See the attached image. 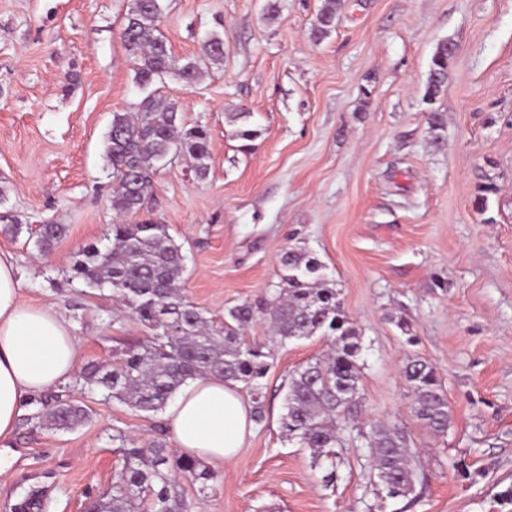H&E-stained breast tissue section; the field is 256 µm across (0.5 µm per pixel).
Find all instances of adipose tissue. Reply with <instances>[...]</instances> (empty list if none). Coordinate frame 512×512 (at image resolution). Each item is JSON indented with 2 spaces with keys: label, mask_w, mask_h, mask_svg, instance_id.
<instances>
[{
  "label": "adipose tissue",
  "mask_w": 512,
  "mask_h": 512,
  "mask_svg": "<svg viewBox=\"0 0 512 512\" xmlns=\"http://www.w3.org/2000/svg\"><path fill=\"white\" fill-rule=\"evenodd\" d=\"M77 360L70 322L22 301L14 257L0 251V441L11 437L32 398L71 377ZM165 420L180 453L220 464L236 458L254 427L238 387L218 376L187 381Z\"/></svg>",
  "instance_id": "ef3b65f1"
}]
</instances>
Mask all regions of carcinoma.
Returning a JSON list of instances; mask_svg holds the SVG:
<instances>
[{
  "label": "carcinoma",
  "instance_id": "carcinoma-1",
  "mask_svg": "<svg viewBox=\"0 0 512 512\" xmlns=\"http://www.w3.org/2000/svg\"><path fill=\"white\" fill-rule=\"evenodd\" d=\"M336 9V0H324L315 35L321 37L334 26ZM161 16V0H145L142 7L129 11L122 31L125 49L135 65L136 83L146 94L135 111L112 113L106 136V158L112 169L111 208L120 218L142 210L153 193L157 170L172 154L187 156L197 178L208 175L207 130L201 125L179 128L178 102L149 87L170 73L188 84L197 82L202 65L223 59L224 37L212 35L200 57L181 64L160 30ZM452 55L449 43L437 46L426 98L434 99L447 84ZM65 232V225L47 223L29 233L28 239L38 251L48 252ZM108 240L110 245L103 250L93 244L80 249L73 271L88 288H109L120 294L151 336L148 343L126 351L118 362L94 366L86 384L139 412L158 413L187 380L217 375L227 383L243 385L250 394L251 417L260 424L265 418L261 379L267 374V355L247 343L242 334L245 326L261 313L283 341L317 333L328 336L331 351L290 375L281 417L285 435L309 449L314 464L329 461L322 477L327 484L336 480L334 448L356 441L367 448L365 467L378 493L391 499H416L423 476L405 428L358 424L362 337L345 316L340 292L325 277L317 257L300 247L289 248L280 259L282 274L275 293L255 306H236L229 311L230 320L218 329L182 292L185 256L167 225L120 221L111 225ZM403 376L415 394L416 417L434 433L447 435L451 410L435 368L412 358ZM86 417L82 406L61 396L46 413L57 429H71ZM179 476L211 478L197 459L175 455L161 442L125 448L112 496L92 500L90 508L93 512H135L138 502L149 495L152 512H188L176 490Z\"/></svg>",
  "mask_w": 512,
  "mask_h": 512
}]
</instances>
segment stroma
I'll use <instances>...</instances> for the list:
<instances>
[{
  "mask_svg": "<svg viewBox=\"0 0 512 512\" xmlns=\"http://www.w3.org/2000/svg\"><path fill=\"white\" fill-rule=\"evenodd\" d=\"M164 0L161 29L178 60L224 35V59L194 84L165 77L184 126L209 132V172L185 157L165 164L139 219L165 224L182 247L187 298L214 325L229 309L269 297L280 257L305 247L326 266L346 317L363 336L361 418L405 426L428 478L413 508L382 500L366 451L337 449V479L322 481L310 452L280 418L293 370L323 356L325 336L279 341L265 316L245 330L270 369L266 418L212 480H177L190 512H512V0H341L314 35L322 0ZM132 0H0V218L67 225L42 255L6 231L24 301L72 325L78 362L57 393L86 407L69 430L26 405L7 446L0 512H84L111 492L123 444L148 445L165 425L84 384L147 330L110 289L72 275L84 246L105 247L115 214L105 135L116 112L144 95L121 38ZM448 82L424 97L440 42ZM440 131H433L431 117ZM256 137L243 149L238 130ZM494 184L495 193L482 188ZM486 206H479V196ZM432 364L452 425L435 435L412 410L407 359ZM463 458L476 480L448 467Z\"/></svg>",
  "mask_w": 512,
  "mask_h": 512,
  "instance_id": "35a3bbf8",
  "label": "stroma"
}]
</instances>
